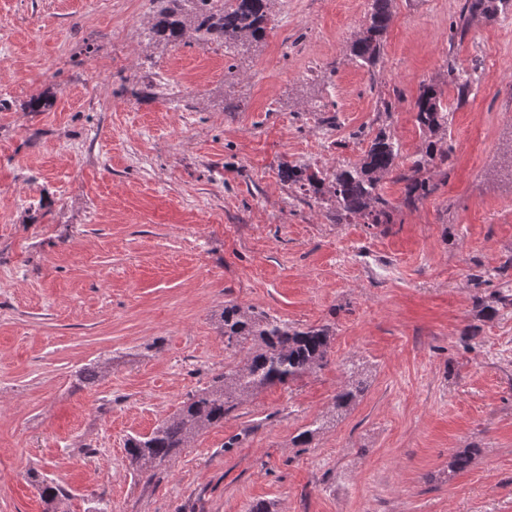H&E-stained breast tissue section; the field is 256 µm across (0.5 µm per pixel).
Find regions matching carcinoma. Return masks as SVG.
I'll list each match as a JSON object with an SVG mask.
<instances>
[{
	"mask_svg": "<svg viewBox=\"0 0 512 512\" xmlns=\"http://www.w3.org/2000/svg\"><path fill=\"white\" fill-rule=\"evenodd\" d=\"M158 9L149 22L150 40L179 45L194 38L224 46L246 45L265 39L273 22L276 0H157ZM368 24L350 43L356 63L377 72L382 58V38L392 17L393 0H369ZM499 0H465L459 23L461 29L475 17H492ZM448 85L457 100L466 98L469 80L452 63L448 64ZM414 107L417 122L426 135V146L409 166L397 165L399 145L379 130L368 148L354 162H341L329 173L288 165L282 178L299 186L315 201L334 206L333 221L340 224L360 216L367 224L393 223V205L381 193V182L392 177L404 185V203L414 205L435 192L436 186L420 173L428 167L448 163V106L433 84L421 82ZM224 346L246 351L241 365L224 369L212 384L188 396L180 410L163 419L151 433L126 441L133 469L151 477L153 470L176 457L191 440L207 428L224 423V415L235 402L272 385H286L305 373L328 363L332 330L327 325L298 327L252 306L226 305L218 320ZM352 382L335 396L334 410L348 407L363 392V381L350 373ZM40 495L46 512H64L65 489L43 480Z\"/></svg>",
	"mask_w": 512,
	"mask_h": 512,
	"instance_id": "carcinoma-1",
	"label": "carcinoma"
}]
</instances>
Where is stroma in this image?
Here are the masks:
<instances>
[{
  "mask_svg": "<svg viewBox=\"0 0 512 512\" xmlns=\"http://www.w3.org/2000/svg\"><path fill=\"white\" fill-rule=\"evenodd\" d=\"M463 4L394 0L372 74L349 56L368 0L279 2L239 55L147 41L151 0H0V512H45L43 477L67 512H512V14L450 35ZM163 76L182 94L140 95ZM424 81L452 153L415 206L382 182L394 223H334L283 180L381 129L410 163ZM228 304L330 325V361L145 480L127 438L245 357ZM353 368L364 393L297 443Z\"/></svg>",
  "mask_w": 512,
  "mask_h": 512,
  "instance_id": "stroma-1",
  "label": "stroma"
}]
</instances>
